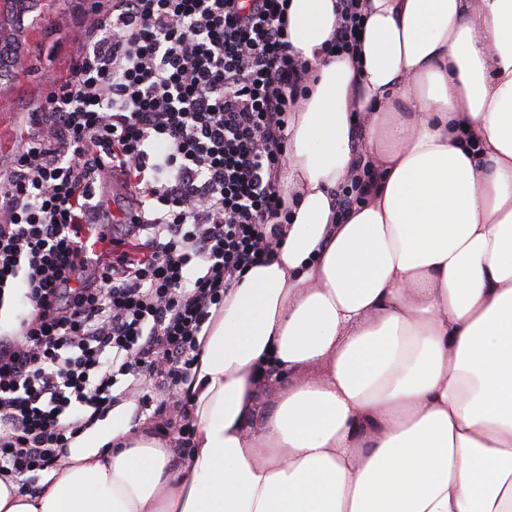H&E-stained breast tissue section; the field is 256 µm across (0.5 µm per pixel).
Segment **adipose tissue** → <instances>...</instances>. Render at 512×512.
Segmentation results:
<instances>
[{
	"label": "adipose tissue",
	"instance_id": "ef3b65f1",
	"mask_svg": "<svg viewBox=\"0 0 512 512\" xmlns=\"http://www.w3.org/2000/svg\"><path fill=\"white\" fill-rule=\"evenodd\" d=\"M290 0L283 245L204 325L189 458L118 405L0 512H512V0ZM367 156L346 212L336 192ZM285 377L272 412L266 374ZM336 32L324 49V55L330 57L340 55L353 56L358 47L360 35L365 19L363 0H337Z\"/></svg>",
	"mask_w": 512,
	"mask_h": 512
}]
</instances>
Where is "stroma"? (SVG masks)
Returning <instances> with one entry per match:
<instances>
[{
    "label": "stroma",
    "instance_id": "1",
    "mask_svg": "<svg viewBox=\"0 0 512 512\" xmlns=\"http://www.w3.org/2000/svg\"><path fill=\"white\" fill-rule=\"evenodd\" d=\"M73 20L72 0H36L19 17V59L0 72V169L7 168L28 131L24 112L46 104L52 85L79 51L71 39Z\"/></svg>",
    "mask_w": 512,
    "mask_h": 512
}]
</instances>
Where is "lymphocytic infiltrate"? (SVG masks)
<instances>
[{"instance_id": "1", "label": "lymphocytic infiltrate", "mask_w": 512, "mask_h": 512, "mask_svg": "<svg viewBox=\"0 0 512 512\" xmlns=\"http://www.w3.org/2000/svg\"><path fill=\"white\" fill-rule=\"evenodd\" d=\"M289 0H93L81 49L34 134L0 171V477L30 490L107 414L117 386L153 409V433L187 448L189 388L211 307L270 260L291 212L281 190L288 116L309 62L291 52ZM326 55L355 54L363 0H336ZM134 180L136 261L78 255L104 171Z\"/></svg>"}]
</instances>
